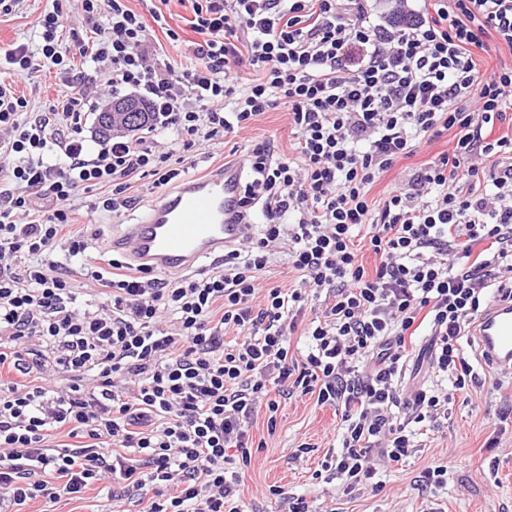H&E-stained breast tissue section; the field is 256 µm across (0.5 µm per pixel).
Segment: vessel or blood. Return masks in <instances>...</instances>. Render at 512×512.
Instances as JSON below:
<instances>
[{
	"label": "vessel or blood",
	"instance_id": "vessel-or-blood-1",
	"mask_svg": "<svg viewBox=\"0 0 512 512\" xmlns=\"http://www.w3.org/2000/svg\"><path fill=\"white\" fill-rule=\"evenodd\" d=\"M243 172L238 163L183 178L176 191L158 196L138 222L121 225L113 247L140 270L206 269L247 233L246 225L235 221ZM474 334L483 360L512 364V303L491 305Z\"/></svg>",
	"mask_w": 512,
	"mask_h": 512
}]
</instances>
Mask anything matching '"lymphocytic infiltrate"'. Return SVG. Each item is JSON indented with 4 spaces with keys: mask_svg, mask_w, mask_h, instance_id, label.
<instances>
[{
    "mask_svg": "<svg viewBox=\"0 0 512 512\" xmlns=\"http://www.w3.org/2000/svg\"><path fill=\"white\" fill-rule=\"evenodd\" d=\"M187 64L159 65L127 0H80L97 39L87 56L113 92L132 90L173 134L116 133L87 156L95 91L74 69L62 7L36 47L0 51V507L78 499L114 485L107 512H250L239 494L258 413L313 396L341 415L322 464L343 493L411 456L420 425L475 382L462 342L495 300L512 301V66L480 72L474 49H512V0H190ZM56 71L59 94L29 116L10 80ZM288 114L295 154L243 156V223L263 224L204 277L110 270L79 277L84 236L68 233L79 192L131 209L134 179L180 176L188 153ZM446 151L372 184L421 146ZM255 223V222H254ZM376 257L367 269L355 245ZM288 244L292 287H265ZM99 282L86 296L83 279ZM431 336L435 383L407 385L410 349ZM304 349L291 348L295 334ZM66 430L69 440L56 442ZM448 137H443L440 140L434 142L429 147H423L417 151L415 156L410 159H406L398 163L391 171L381 177L371 188L370 198L380 200L384 198L390 187L395 181L403 178H408V174L412 172L416 166L427 162L434 157L438 152L446 150L448 148Z\"/></svg>",
    "mask_w": 512,
    "mask_h": 512,
    "instance_id": "lymphocytic-infiltrate-1",
    "label": "lymphocytic infiltrate"
}]
</instances>
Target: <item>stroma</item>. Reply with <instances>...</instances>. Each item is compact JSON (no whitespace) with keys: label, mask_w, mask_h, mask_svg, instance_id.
<instances>
[{"label":"stroma","mask_w":512,"mask_h":512,"mask_svg":"<svg viewBox=\"0 0 512 512\" xmlns=\"http://www.w3.org/2000/svg\"><path fill=\"white\" fill-rule=\"evenodd\" d=\"M75 11V0H23L19 9L0 17V48L11 44L37 42V22L51 11L54 4ZM168 23L180 31L179 42H170L159 27H152L154 41L171 62L187 61L190 43L195 35L189 27L191 9L171 0ZM17 95L29 102L33 113L48 111L57 97L59 87L52 73L39 72L16 78ZM288 119L284 110L264 114L258 122L236 139L245 147L257 142L274 141L279 152L292 154ZM135 206L119 222L131 224L148 210L158 190L153 177L134 183L131 190ZM97 192L82 194L77 202L76 227L88 243L91 265L111 256L110 242L114 220L110 213L96 209ZM480 381L469 390L455 393L448 406L447 419L439 429L424 432L418 438V449L412 457L381 469L378 477L384 483L381 492L364 491L347 497L339 492L338 483L313 479L327 450L336 448L340 418L333 409L322 408L309 398H291L282 402L275 432H268L265 415H258L251 432L255 440L266 446L255 454L240 485L242 498L254 512H275L266 498L269 486L277 485L306 497L313 507L335 505L337 512H512V427L496 431L498 414L512 402V370L501 367L479 368ZM496 437V447H487L489 437ZM314 445L315 450L301 464L289 462L290 453L301 443ZM457 455L458 460L448 472V483L441 488L422 489L417 483L420 473L438 459Z\"/></svg>","instance_id":"35a3bbf8"}]
</instances>
